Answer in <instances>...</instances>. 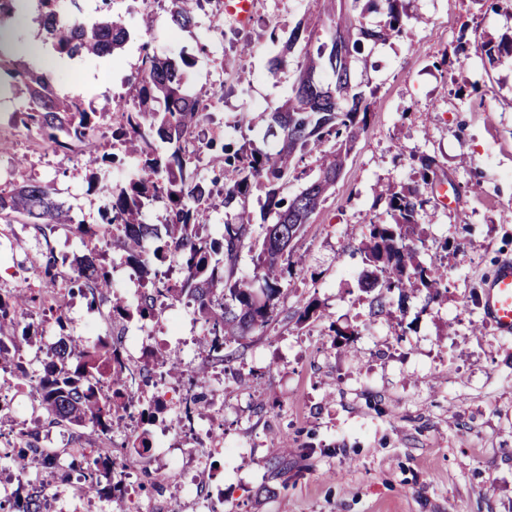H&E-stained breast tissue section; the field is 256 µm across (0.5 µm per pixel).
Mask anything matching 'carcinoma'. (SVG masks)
<instances>
[{"label":"carcinoma","mask_w":512,"mask_h":512,"mask_svg":"<svg viewBox=\"0 0 512 512\" xmlns=\"http://www.w3.org/2000/svg\"><path fill=\"white\" fill-rule=\"evenodd\" d=\"M101 13L86 20L79 0H69L61 9V0H38L40 21L54 50L61 56L102 58L123 49L131 35L112 18V0H102ZM174 24L190 28L195 12L212 0H169ZM385 19L366 24L364 19L374 0H310V6L281 40L272 38L274 51L267 60V73L274 75L290 61L296 62L297 76L285 101L270 113L269 127L276 128L277 141L271 146L254 143L237 146L211 137L204 149L208 164L222 178L209 181L200 177L192 157L182 143L209 121L202 101L186 87L188 71L194 59L185 54L159 57L145 52L140 68L128 78L136 102L122 113L123 127L113 135L133 147L135 160L145 171L133 172L120 186L106 190L101 210L103 223L121 224L125 262L138 276H153V292L144 296L137 317L149 321L154 316V296L184 301L193 306L204 321L207 334L204 352L216 360L224 359V346L238 342L269 325L274 317L275 299L284 281L291 275L292 242L325 201V194L342 173L345 159L365 131L372 101L354 84V65L363 44H385L408 36L402 0H386ZM326 28L321 36L318 26ZM488 58L503 52L512 54V36L503 35L496 44L482 45ZM24 87L25 104L14 112V121L47 134L56 146L75 151L85 165L95 167L107 160L89 137L104 113L82 98H62L51 78L27 67L0 69ZM332 148L319 158V173L292 196L284 190L299 162L323 143ZM422 184L433 183L437 163L431 157L419 158ZM264 191L261 203L263 232L253 242V220L248 202L254 190ZM224 205L223 241L203 236L200 224L205 206L215 199ZM387 220L370 221L369 237L364 244L365 259L372 267L361 278L365 288H383L398 294V308L404 309L408 293L423 289L428 300L441 295L448 271L441 266H425L416 259L414 216L422 207L420 189L403 187L386 192ZM164 202L168 218L165 233L153 224H143L139 213L155 202ZM23 215L27 223L42 232L58 230L80 235L90 233L75 219L70 209L55 199L49 184L28 181L8 191L0 190V220L12 214ZM257 245L253 284L237 277L239 253L247 245ZM95 248L78 256L72 264L68 292L79 291L96 301L109 291L111 272L103 262L105 249ZM182 260L180 284L150 274V269L168 256ZM37 271L42 280L55 282L60 275L54 255H46ZM44 301L43 294L20 291L12 299L0 297V354L8 350L2 336L15 330L26 316L30 304ZM58 340L47 347L46 361L37 375L40 405L50 423L67 429L92 426L99 443L70 457L68 466L80 472L87 495L107 497L123 512L122 499L115 496L118 483L116 456L112 452V430L120 414L133 407L139 376L114 355L108 338L87 347L79 338L65 333L58 320ZM33 434L20 433V441H6L0 459L23 472L33 462L44 468H56V459L40 452L31 441ZM0 512H42L40 495L15 490L0 492Z\"/></svg>","instance_id":"1"}]
</instances>
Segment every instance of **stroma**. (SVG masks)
Segmentation results:
<instances>
[{"label":"stroma","instance_id":"35a3bbf8","mask_svg":"<svg viewBox=\"0 0 512 512\" xmlns=\"http://www.w3.org/2000/svg\"><path fill=\"white\" fill-rule=\"evenodd\" d=\"M495 2L406 0L411 37L365 45L373 65L356 67L355 77L373 95L368 126L294 242L296 264L271 325L226 346L220 362L205 358L202 323L178 304L186 353L172 383L201 367L224 375L214 396L224 424L207 431L238 449L204 474L223 490L224 512H512V336L485 325L480 306L483 282L512 258V55L491 61L476 50L512 35V8ZM306 5L255 0L240 25L212 0L188 30L171 25L168 0H159L148 31L139 0H123L120 13L158 55H194L192 80L212 125L239 145L244 135L262 137L264 112L282 104L296 78L291 66L269 77L265 64L270 33L287 36ZM246 40L252 52L243 55ZM43 51L60 95L99 109L128 93L125 81L140 65L133 43L105 59ZM24 99L18 88L0 95V189L51 184L78 221L99 229L102 189L129 166L111 119L99 120L96 134L116 160L92 171L78 153L10 123ZM423 156L435 158L438 181L420 188L418 258L446 266L448 281L439 301L420 292L401 312L396 295L360 285L363 244L369 222L386 216L381 188L413 183ZM444 184L458 190L446 204ZM94 243L0 220V291L39 289L33 264L41 253L63 259L67 274ZM381 297L388 311L377 315ZM111 301L104 296L93 312L74 295L61 314L34 305L28 337L16 340L28 374L41 372L59 328L95 345L82 323L108 313ZM311 303L316 313L301 319Z\"/></svg>","mask_w":512,"mask_h":512}]
</instances>
